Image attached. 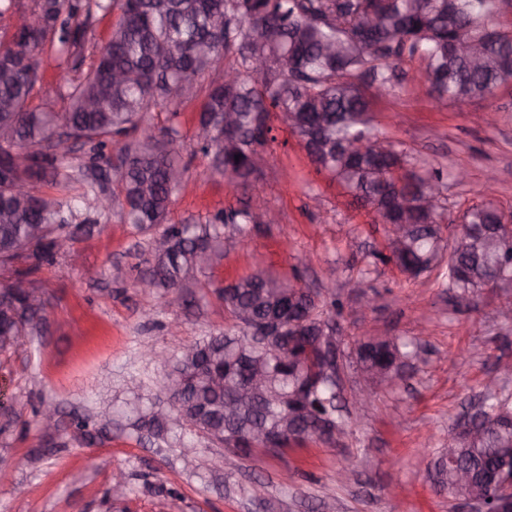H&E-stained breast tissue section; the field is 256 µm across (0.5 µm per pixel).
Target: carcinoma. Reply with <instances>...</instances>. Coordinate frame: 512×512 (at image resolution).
Wrapping results in <instances>:
<instances>
[{
    "mask_svg": "<svg viewBox=\"0 0 512 512\" xmlns=\"http://www.w3.org/2000/svg\"><path fill=\"white\" fill-rule=\"evenodd\" d=\"M500 0H34L24 14L25 25L0 36V266L53 259L64 247L61 234L77 210L66 193L80 185L81 196L91 197L106 213L119 208L126 223L140 229L166 225L159 235L163 248L151 240L148 282L165 295L206 275L212 264L197 266L196 251L211 257L224 254L228 222L260 224L263 215L249 209L219 211L184 224L168 223L175 193L186 174L181 160L180 132L173 124L155 128L146 121L150 112L178 116V106L193 96L202 78L225 56L233 57L227 70L237 80L210 83L199 111L204 136L199 150L213 155V172L230 185H246L259 171L255 157L275 140L270 115L287 125L319 173H327L358 202L370 208L374 223L412 225L406 246L373 253L375 261L392 263L402 273L426 271L440 259L446 206L424 208L420 201L431 191L445 188L455 173L419 165L405 150L389 144L376 158L380 140L373 125V99L366 89L395 94L405 74L399 64L417 58L431 96L444 102L482 99L494 89L512 83V31L498 23ZM117 14L107 42L92 66L79 76L92 19ZM55 50L59 77L67 84V104L61 111L33 108L30 99L41 79L39 53L45 45ZM479 46L482 61L471 63L466 47ZM265 63L256 73L254 61ZM129 76L115 79L116 74ZM235 117L232 148L224 145L219 117ZM138 133L119 144L118 138ZM74 139L85 150L83 163L73 167L69 149L54 141ZM406 178L393 184L395 172ZM117 176L111 202L103 204L110 173ZM42 180L58 189L49 194L29 185ZM470 224H494L504 212L491 199L466 211ZM512 238L492 247L460 237L448 256L447 288L455 300L473 298L485 284L502 274L512 282ZM232 317L224 333L205 336L164 363L166 381L187 380L184 390L160 397L150 393L128 404L132 426L164 437L168 430L151 414L158 404L168 405L188 429L220 442L227 431L247 438L254 430H274L287 411L283 397L292 390V375L299 369L315 387L295 402L305 411L304 428L293 439L326 443L320 423L331 418L344 424L338 413L340 392L323 375L315 341L306 338L289 347L288 362L280 361L272 338L260 348L244 344L245 322L304 320L310 327L330 323L341 310L332 299L320 302L287 278L257 269L219 292ZM26 304V290L16 284L0 290V352L19 346V337L37 329L42 316L11 317ZM385 354L410 361L418 343L374 336L359 339ZM263 362L267 371L262 391L244 401L236 398L244 383L234 363L243 356ZM512 410L508 399L483 398L488 418ZM252 437V436H250ZM256 448L264 441L252 437ZM512 437L493 430L434 465V482L454 497L456 475L464 470L473 487L491 489L486 476L508 466L505 451Z\"/></svg>",
    "mask_w": 512,
    "mask_h": 512,
    "instance_id": "cac0c4a2",
    "label": "carcinoma"
}]
</instances>
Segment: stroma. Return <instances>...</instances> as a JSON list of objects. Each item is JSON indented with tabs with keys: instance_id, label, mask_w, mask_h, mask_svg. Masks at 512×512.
<instances>
[{
	"instance_id": "1",
	"label": "stroma",
	"mask_w": 512,
	"mask_h": 512,
	"mask_svg": "<svg viewBox=\"0 0 512 512\" xmlns=\"http://www.w3.org/2000/svg\"><path fill=\"white\" fill-rule=\"evenodd\" d=\"M400 67L407 79L395 96L376 102L377 128L414 157L468 170L466 184L448 186L450 221H460L488 191L500 209L512 211V86L439 105L420 80L419 59ZM200 107L197 99L183 103L177 118L189 172L171 223L246 208L273 209L279 221L244 225L243 247L217 257L198 283L163 303L136 286L149 267L151 231L116 211L92 220L81 209L79 266L59 256L37 267H0V288L20 280L46 298L39 332L0 353V512H458L429 471L454 422L483 397L497 360L512 359V317L504 315L512 287L458 305L444 285L446 264L416 278L390 265L369 270L383 225L316 173L296 137L274 124L256 188L230 186L197 147ZM257 268L297 275L319 298L341 300L344 390L361 383L354 346L363 334L416 336L422 349L364 411L345 413L348 435L333 447L241 455L202 434L158 439L133 431L127 402L163 378L142 351L173 357L224 331L232 319L218 288ZM364 291L376 305L360 317ZM45 402L63 416L49 436L36 425ZM75 412L93 416V441L76 436L68 422ZM218 455L224 466L215 472L209 461ZM343 468L353 478L341 484ZM119 470L127 486L115 492Z\"/></svg>"
}]
</instances>
